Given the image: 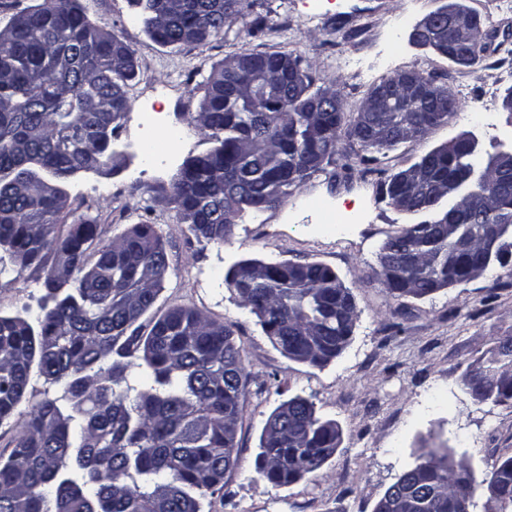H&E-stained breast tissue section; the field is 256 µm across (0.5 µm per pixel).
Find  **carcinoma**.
<instances>
[{"label":"carcinoma","instance_id":"cac0c4a2","mask_svg":"<svg viewBox=\"0 0 512 512\" xmlns=\"http://www.w3.org/2000/svg\"><path fill=\"white\" fill-rule=\"evenodd\" d=\"M14 15L0 28V273L24 268L49 253L60 276L73 278L77 303L52 297L44 281L39 312L0 315V422L26 400L32 376L53 391L19 421L10 456L0 460V512H202V499L223 486L238 461L224 441V426L238 424L246 398V373L229 324L192 308L176 307L142 333L140 319L153 307L168 275L164 243L151 224L96 242L97 225L79 219L64 236L55 224L68 208L66 183L112 157V136L130 108L127 87L133 60L114 65L126 44L91 22L79 0H59ZM242 0H130L146 32L163 47L216 37ZM204 22L208 31L181 33ZM53 74V82L42 81ZM254 96L225 111L237 81ZM191 114L212 143L184 164L170 201L179 222L196 238L216 243L250 213L275 208L330 164L341 135L364 154L346 157L350 176L370 161L367 152L389 151L448 122V113L391 104L378 113L389 129L369 134L365 114L341 129V113L306 111L335 92L319 85L303 60L282 52H251L224 59L202 87ZM423 166L432 196L399 212L410 217L380 253L402 259L396 275L408 282L387 286L391 296L422 298L504 266L512 251V167L475 183L488 196L484 207L437 211L446 197L434 191L462 173L486 165L461 143L448 141L414 161ZM496 241L494 252L486 248ZM229 288L254 315L273 346L288 358L323 366L336 346L350 343L356 304L349 288L321 262L296 264L245 259L226 276ZM321 337L324 356L304 353L305 337ZM484 366L499 380L495 394L479 401H512V336L487 351ZM335 422L316 415L300 396L281 403L260 436L257 474L275 486L302 478L294 457L307 456L310 473L336 452ZM470 480L469 512L478 491L485 507L512 512V456L497 460L482 478L464 457L433 450L390 485L406 493V512H459V478Z\"/></svg>","mask_w":512,"mask_h":512}]
</instances>
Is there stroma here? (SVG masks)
<instances>
[{
    "mask_svg": "<svg viewBox=\"0 0 512 512\" xmlns=\"http://www.w3.org/2000/svg\"><path fill=\"white\" fill-rule=\"evenodd\" d=\"M88 19L126 43L136 63L130 109L112 140L120 162L72 178L69 220L89 217L107 243L149 222L161 236L169 273L142 324L176 307L202 311L232 325L246 368V399L236 443L237 466L203 502V512H373L378 499L428 450L469 457L476 473L512 455V403L479 402L464 376L497 337L512 336V263L422 298H393L379 275L377 255L408 222L385 198L383 173H395L431 149L465 133L482 156L512 148V113L501 101L512 86V57L486 53L476 65H457L411 43L426 14L453 5L496 23L512 43V11L502 0H254L226 22L220 36L178 50L147 34L129 0H79ZM264 29L254 32L255 18ZM286 52L308 63L315 77L337 86L343 120L368 92L402 71L432 74L448 87L460 111L427 136L378 154L376 172L344 176L326 166L279 207L247 215L231 238L214 243L192 236L168 202L184 163L211 143L190 119L203 84L226 56ZM179 141L166 146V132ZM348 219L345 234L334 230ZM265 261L329 266L350 288L357 320L347 349L318 367L275 349L224 278L236 263ZM53 256L23 271L0 274V314L36 307ZM301 396L321 419L334 421L340 444L333 456L297 483L278 487L259 478L257 456L265 421L283 401Z\"/></svg>",
    "mask_w": 512,
    "mask_h": 512,
    "instance_id": "1",
    "label": "stroma"
}]
</instances>
